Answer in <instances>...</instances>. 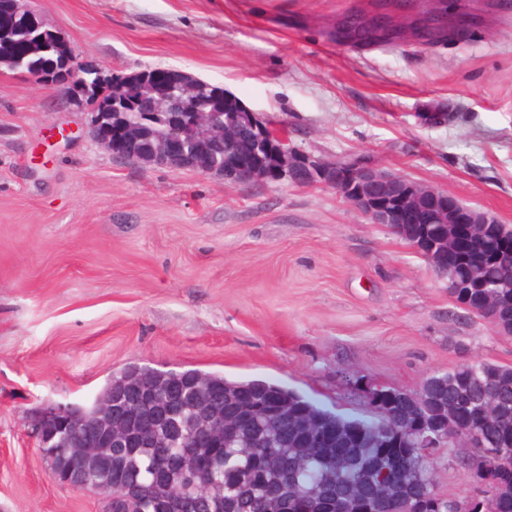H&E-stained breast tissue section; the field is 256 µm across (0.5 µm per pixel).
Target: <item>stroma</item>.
<instances>
[{"label":"stroma","instance_id":"35a3bbf8","mask_svg":"<svg viewBox=\"0 0 512 512\" xmlns=\"http://www.w3.org/2000/svg\"><path fill=\"white\" fill-rule=\"evenodd\" d=\"M77 60L224 87L280 138L453 191L512 225V14L466 42L352 48L358 0H20ZM453 105L432 125L423 113ZM51 86L0 68V512H105L52 480L34 423L132 365L275 380L331 413L417 393L512 337L336 191L135 164ZM359 13L360 7L343 14L342 16H345L344 18L351 19L350 30H347V33L342 38L336 36V34L332 32L329 34L330 38H332L338 43L348 44L350 43V41L346 39H351V37H354L356 39H359L364 46L373 45V42L370 40V36L368 35V32L361 27V23L358 21Z\"/></svg>","mask_w":512,"mask_h":512}]
</instances>
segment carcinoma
Returning <instances> with one entry per match:
<instances>
[{
  "instance_id": "obj_1",
  "label": "carcinoma",
  "mask_w": 512,
  "mask_h": 512,
  "mask_svg": "<svg viewBox=\"0 0 512 512\" xmlns=\"http://www.w3.org/2000/svg\"><path fill=\"white\" fill-rule=\"evenodd\" d=\"M360 9L345 13L351 28L338 43L354 37L373 45L358 21ZM23 57L28 67L45 59L37 37L14 30L13 14L0 11V60ZM87 78L97 89L99 106L112 102V86ZM481 267L488 288H450L453 303L463 310H483L486 296L495 298L496 333L512 337V226L490 224L477 231L459 226L458 245L448 254V285L470 268ZM192 383V398L173 406L187 424L177 442L165 432L142 435V447L126 449V473L107 480L109 449L96 460L82 452L110 416L113 398L132 390H151L162 398L168 389ZM211 407L218 418L231 409L237 421L224 426L222 447L197 432L195 405ZM374 416L333 415L296 390L263 380H232L198 369L160 371L129 366L107 382L89 406H72L73 423L43 457L50 469L72 465L82 469L85 488L109 498V512H153L167 499V512H428L425 497L432 485L427 463L447 461L459 448L466 457L492 468L497 459H483L486 449L474 436L483 431L490 412L502 419L489 447L512 456V366L470 358L455 369L428 377L416 396L383 387L373 402ZM437 440L428 460L415 453L421 439ZM288 486V495L272 505L260 487ZM441 512H471L468 499L437 493ZM483 512H512V478L495 487Z\"/></svg>"
}]
</instances>
